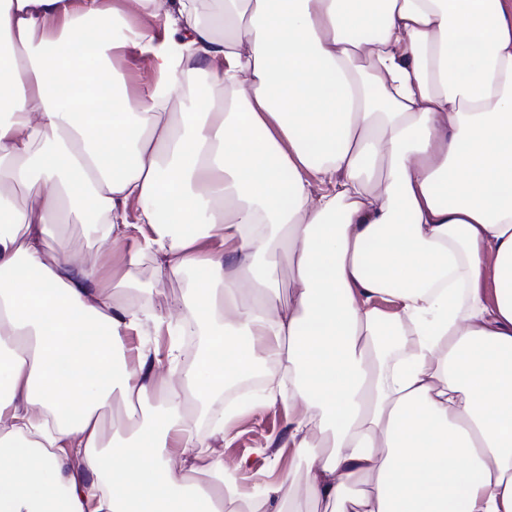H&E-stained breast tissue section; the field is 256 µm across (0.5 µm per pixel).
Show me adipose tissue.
I'll list each match as a JSON object with an SVG mask.
<instances>
[{
    "mask_svg": "<svg viewBox=\"0 0 512 512\" xmlns=\"http://www.w3.org/2000/svg\"><path fill=\"white\" fill-rule=\"evenodd\" d=\"M263 363L302 501L196 428ZM0 512H512V0H0ZM73 222V220H70V223L63 224L62 228L56 227V232H59L61 229H63L70 236V238H72L74 247L78 249H85L87 243H95L97 238L93 232V229L89 225Z\"/></svg>",
    "mask_w": 512,
    "mask_h": 512,
    "instance_id": "ef3b65f1",
    "label": "adipose tissue"
}]
</instances>
